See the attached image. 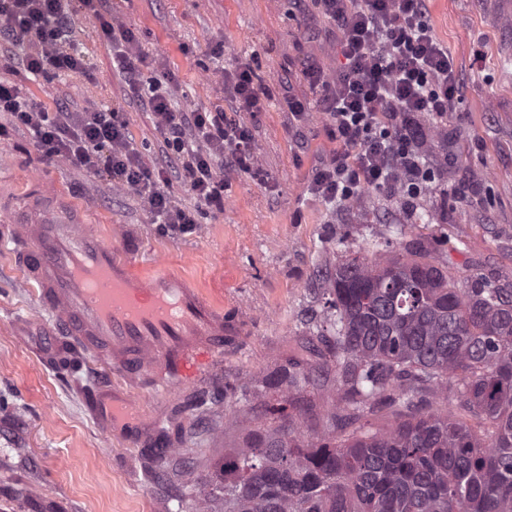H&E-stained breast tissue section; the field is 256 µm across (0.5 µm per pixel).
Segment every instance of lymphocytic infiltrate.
Returning <instances> with one entry per match:
<instances>
[{
	"mask_svg": "<svg viewBox=\"0 0 512 512\" xmlns=\"http://www.w3.org/2000/svg\"><path fill=\"white\" fill-rule=\"evenodd\" d=\"M108 0H77L97 17L112 40L116 66L130 90L151 112L166 153L146 165L121 113L104 109L50 108L22 86L0 81V112L27 132L42 154L97 174L131 190L147 207L152 223L185 232L194 210L173 205L172 179L189 184L199 205L220 210L227 175L254 162V140L242 115L265 108V93L249 64L224 73V92L236 108L172 111V76L143 77L147 57L134 30L105 10ZM341 33L344 65L335 78L310 64L303 74L322 95L317 111L328 118L330 135L343 147L316 169L309 189L325 201L344 204L366 187L413 201L435 180L423 153L424 120L440 122L455 111L462 92L460 73L446 45L427 20L428 0H317ZM71 31L68 0H0V62L20 61L39 77L46 72L85 77V56L66 45ZM30 43L23 58L17 45Z\"/></svg>",
	"mask_w": 512,
	"mask_h": 512,
	"instance_id": "obj_1",
	"label": "lymphocytic infiltrate"
}]
</instances>
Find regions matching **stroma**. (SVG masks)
<instances>
[{"mask_svg": "<svg viewBox=\"0 0 512 512\" xmlns=\"http://www.w3.org/2000/svg\"><path fill=\"white\" fill-rule=\"evenodd\" d=\"M111 12L135 27L148 75L173 72L176 107H230L222 68L250 62L270 100L245 115L256 143L257 168L231 174L220 212L199 210L197 224L174 234L152 223L140 199L109 177L44 161L27 134L6 127L0 136V225L42 184L51 203L129 253L135 272L184 275L218 305L237 333L195 384L173 392L134 391L158 421L155 448L184 449L186 465L234 447L225 430V385L243 388L288 358L321 367L319 410L336 385L324 369L327 346L315 329L322 311L319 273L337 257L363 253L374 242L394 252L437 250L454 278L477 272L512 285V13L499 0H430L429 20L447 45L464 82L447 122L424 149L447 158L442 175L412 205L397 194L363 189L346 205L311 195L314 169L338 146L326 117L291 116L286 100H313L303 75L316 62L328 76L343 57L334 24L314 0H109ZM73 49L83 53L92 80L64 75L32 79L16 69L12 81L43 101L65 96L81 106L119 108L145 162L162 156L152 116L132 98L112 61V43L89 14H75ZM0 242V512H193L197 488H172L146 450L108 435L83 398L100 373L76 374L67 357L48 361L51 312Z\"/></svg>", "mask_w": 512, "mask_h": 512, "instance_id": "obj_1", "label": "stroma"}]
</instances>
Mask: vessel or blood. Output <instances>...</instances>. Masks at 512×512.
<instances>
[{
    "label": "vessel or blood",
    "instance_id": "vessel-or-blood-1",
    "mask_svg": "<svg viewBox=\"0 0 512 512\" xmlns=\"http://www.w3.org/2000/svg\"><path fill=\"white\" fill-rule=\"evenodd\" d=\"M29 204L12 225L13 255L39 307L58 315L59 346L85 352L106 375L87 409L104 432L123 429L145 444L153 427L130 388L193 383L233 335L224 311L187 279L160 272L144 278L130 258L90 224L47 221Z\"/></svg>",
    "mask_w": 512,
    "mask_h": 512
}]
</instances>
